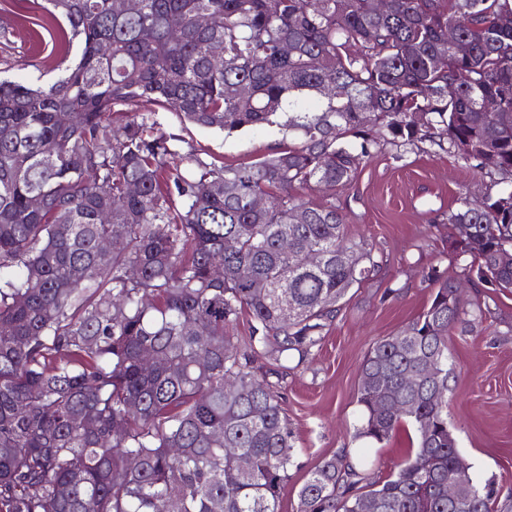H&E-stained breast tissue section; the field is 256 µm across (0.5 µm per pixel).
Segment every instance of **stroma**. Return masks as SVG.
Here are the masks:
<instances>
[{"instance_id":"obj_1","label":"stroma","mask_w":512,"mask_h":512,"mask_svg":"<svg viewBox=\"0 0 512 512\" xmlns=\"http://www.w3.org/2000/svg\"><path fill=\"white\" fill-rule=\"evenodd\" d=\"M45 0H0V71L17 80L54 81L61 59L77 60L78 41L33 35L31 22ZM158 130L174 133L209 161L243 164L287 147L280 126L245 129L227 136L196 126L171 112L159 115ZM474 200L485 192L482 177L447 152L410 153L394 161L381 153L368 161L351 186L337 190L346 205L348 234L373 245L374 279L352 288L322 345L283 382V408L294 431L297 460L288 471L281 512H296L297 493L315 465L341 449L357 450V393L361 364L373 344L416 318L429 304L431 271L457 276L464 264L448 248L451 229L431 224L427 214L447 211L460 193ZM398 289L385 297L386 289ZM482 316L471 327L453 331L448 357L454 365L448 424L477 478L496 477L503 495L512 494V294L470 291Z\"/></svg>"}]
</instances>
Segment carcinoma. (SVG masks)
<instances>
[{"label": "carcinoma", "instance_id": "cac0c4a2", "mask_svg": "<svg viewBox=\"0 0 512 512\" xmlns=\"http://www.w3.org/2000/svg\"><path fill=\"white\" fill-rule=\"evenodd\" d=\"M46 2L34 25L65 20L82 50L48 85L0 76V512H280L294 435L253 362L303 361L377 270L345 208L302 192L336 195L386 148H437L490 178L442 214L472 261L457 284L431 275L428 306L364 357L355 438L406 426V457L377 479L364 454L326 457L296 512H497L498 482L448 426V337L477 315L458 289L512 293V0ZM141 101L228 136L286 114L294 143L234 166L189 146L173 166L181 138L153 134ZM109 234L120 249L99 248ZM450 481L466 499L448 501Z\"/></svg>", "mask_w": 512, "mask_h": 512}]
</instances>
